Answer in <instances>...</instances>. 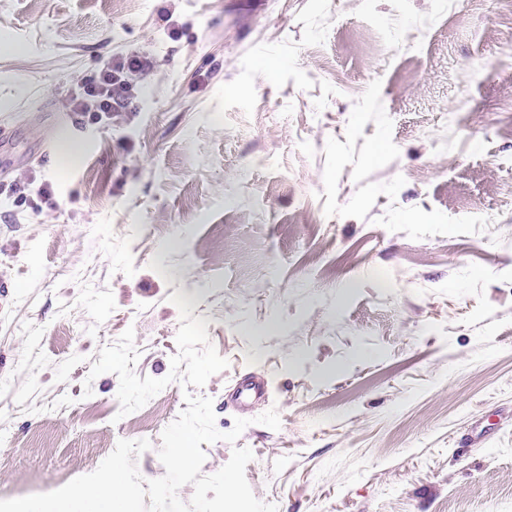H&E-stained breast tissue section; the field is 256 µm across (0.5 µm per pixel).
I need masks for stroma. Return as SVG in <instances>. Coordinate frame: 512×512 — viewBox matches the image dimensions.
Masks as SVG:
<instances>
[{"label":"stroma","mask_w":512,"mask_h":512,"mask_svg":"<svg viewBox=\"0 0 512 512\" xmlns=\"http://www.w3.org/2000/svg\"><path fill=\"white\" fill-rule=\"evenodd\" d=\"M0 500L161 434L90 377L135 332L178 351L180 293L228 366L198 388L202 475L253 453L278 512H512V24L499 0H0ZM138 50L131 111L40 148L63 89ZM260 374L269 397L229 402ZM277 410L280 429L258 424Z\"/></svg>","instance_id":"obj_1"}]
</instances>
